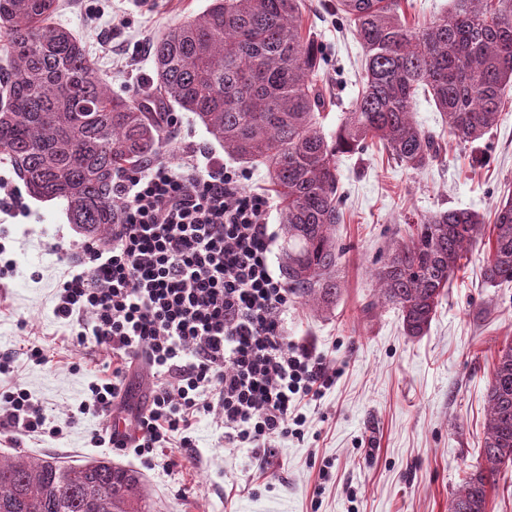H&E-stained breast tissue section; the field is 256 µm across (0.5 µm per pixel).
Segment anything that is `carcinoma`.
<instances>
[{"mask_svg":"<svg viewBox=\"0 0 512 512\" xmlns=\"http://www.w3.org/2000/svg\"><path fill=\"white\" fill-rule=\"evenodd\" d=\"M405 0H332L364 55L361 88L333 137L320 112L322 45L303 25V0H210L152 44L154 77L140 99L112 89L97 59L53 22L58 0H0V40L12 77L0 80V155L36 200L62 199L69 223L106 244L120 221L112 184L158 156L165 109L193 113L224 153L262 162L281 203L288 292L316 312L343 292L344 222L338 162L377 141L397 164L422 171L441 154L413 120L419 94L461 143L498 124L512 85V0H453L411 24ZM482 243L485 283L512 282V197L493 224L468 209L407 225L374 269L370 311L390 305L407 335L423 336L470 248ZM484 464L463 480L449 512H487L495 477L512 466V344L499 349L486 390ZM0 512H151L142 474L110 459L66 463L0 454Z\"/></svg>","mask_w":512,"mask_h":512,"instance_id":"1","label":"carcinoma"}]
</instances>
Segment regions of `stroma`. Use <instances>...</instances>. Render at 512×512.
Masks as SVG:
<instances>
[{"instance_id":"obj_1","label":"stroma","mask_w":512,"mask_h":512,"mask_svg":"<svg viewBox=\"0 0 512 512\" xmlns=\"http://www.w3.org/2000/svg\"><path fill=\"white\" fill-rule=\"evenodd\" d=\"M57 22L76 33L113 86L139 96L152 76L150 47L159 32L205 9L208 0H59ZM303 21L324 45L323 84L338 102L325 111L332 133L352 106L363 68L362 49L347 22L325 12L322 0H304ZM177 137L159 158L179 166L189 150L207 147L229 167H242L249 188L267 195V169L239 165L191 113L180 115ZM415 121L442 134L446 149L427 169L411 172L375 147L342 155L344 222L336 238L346 253L344 291L333 312L291 301L284 316L289 343L308 346L336 372L334 384L306 407L304 438L279 439L275 454L228 448L224 427L200 415L190 432L194 448L181 468L162 458L148 463L131 453L90 444L110 422L78 406L111 359L91 344H73L55 317L63 268L54 245L83 237L69 224L63 201L19 194L24 215L0 218V243L16 261L0 280V356H12L15 377L42 405L55 435L27 434L0 424V453L19 451L82 462L109 458L140 471L153 512H448L452 495L481 462L486 388L494 353L512 343V283L486 286L483 246H474L439 304L425 336H407L396 310L363 314L376 282L377 258L418 216L439 209L492 215L512 189V90L496 128L480 142L483 167L445 127L433 102L419 99ZM42 347L47 362L27 358L24 346ZM331 477H320L322 468ZM320 497H313L314 486Z\"/></svg>"}]
</instances>
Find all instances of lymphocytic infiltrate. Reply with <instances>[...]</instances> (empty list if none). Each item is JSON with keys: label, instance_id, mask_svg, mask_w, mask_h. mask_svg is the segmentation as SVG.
<instances>
[{"label": "lymphocytic infiltrate", "instance_id": "1", "mask_svg": "<svg viewBox=\"0 0 512 512\" xmlns=\"http://www.w3.org/2000/svg\"><path fill=\"white\" fill-rule=\"evenodd\" d=\"M115 195L123 207L111 245L60 251L65 271L54 312L74 343L119 358L89 385L80 413L113 415L134 364L153 369L156 382L134 432L109 428L92 443L162 456L173 469L205 412L221 415L228 448L248 444L269 456L275 438L303 436L299 403L318 397L335 375L285 336L290 294L269 261V200L203 147L177 169L160 161L121 174ZM13 370V359H0V417L45 433L44 408Z\"/></svg>", "mask_w": 512, "mask_h": 512}]
</instances>
